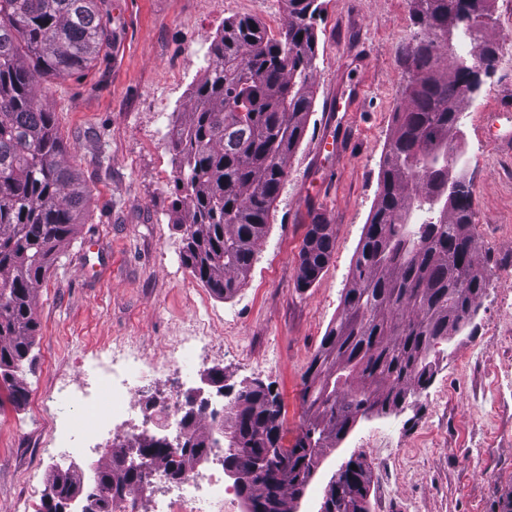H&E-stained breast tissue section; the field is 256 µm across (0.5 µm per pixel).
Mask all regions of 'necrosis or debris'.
Listing matches in <instances>:
<instances>
[{
	"instance_id": "4bbe7bcc",
	"label": "necrosis or debris",
	"mask_w": 512,
	"mask_h": 512,
	"mask_svg": "<svg viewBox=\"0 0 512 512\" xmlns=\"http://www.w3.org/2000/svg\"><path fill=\"white\" fill-rule=\"evenodd\" d=\"M212 343L209 325L195 322L180 344L171 347L161 363L125 355L120 344L107 350L104 362L86 365L94 378L93 390L67 383L50 396L63 414L51 438L57 455L84 452L86 441L100 432L137 415L146 431H160L169 440L209 435L215 425L211 409L188 405L179 391L162 400L151 397L149 386L158 369H165L180 387L192 384L206 349ZM231 491L224 486L220 469L201 466L187 468L172 477L161 461H147L141 485L116 507L115 512H139L147 504L151 512H227Z\"/></svg>"
}]
</instances>
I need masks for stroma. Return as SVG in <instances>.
I'll return each instance as SVG.
<instances>
[{
    "label": "stroma",
    "instance_id": "stroma-1",
    "mask_svg": "<svg viewBox=\"0 0 512 512\" xmlns=\"http://www.w3.org/2000/svg\"><path fill=\"white\" fill-rule=\"evenodd\" d=\"M313 105L288 162L253 267L219 298L183 287L182 233L174 223L177 162L161 140L187 119L213 42L228 20L278 33L288 0H107L111 38L88 67L49 81L65 158L88 198L35 302L39 328L29 396L0 411V512H15L56 467L44 452L52 389L77 384L80 364L117 338L161 360L190 322H209L204 371L239 388L257 381L287 409L288 440L308 413L304 373L343 308L356 250L380 192L393 114L405 107L411 0H317ZM488 37L501 62L461 105V146L473 198L476 261L486 286L471 325L448 341L431 384L403 409L359 419L332 448L294 512H319L328 482L349 458L370 471L369 512H512V0H490ZM333 133L339 154L317 152ZM332 225L331 259L309 288L297 285L308 224Z\"/></svg>",
    "mask_w": 512,
    "mask_h": 512
}]
</instances>
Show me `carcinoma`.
<instances>
[{
    "label": "carcinoma",
    "instance_id": "1",
    "mask_svg": "<svg viewBox=\"0 0 512 512\" xmlns=\"http://www.w3.org/2000/svg\"><path fill=\"white\" fill-rule=\"evenodd\" d=\"M316 0H288L279 36L251 19L224 22L187 120L173 126L178 160L175 223L181 258L220 296L233 295L251 270L270 210L288 178L313 103L317 69ZM471 0H412L417 30L406 62L421 74L406 86V108L381 162L379 201L357 247L340 316L323 336L303 378L311 415L288 448L293 478L236 484L244 502L285 503L308 484L314 449L335 445L359 418L387 414L389 402L426 389L438 345L472 323L485 274L475 260L473 200L459 140L465 87L494 71L499 48L491 15ZM105 0H0V407L23 405L18 375L31 361L38 330L35 289L75 233L87 191L68 162L54 113L40 86L93 62L109 41ZM445 57L448 66L435 69ZM335 234L308 225L298 286L310 287L329 263ZM282 408L263 387L238 391L224 405V461L246 474L251 458L282 435ZM90 484L68 469L51 494L87 487L97 512L142 482L119 458L96 468ZM369 484L363 461L337 473L347 512Z\"/></svg>",
    "mask_w": 512,
    "mask_h": 512
}]
</instances>
